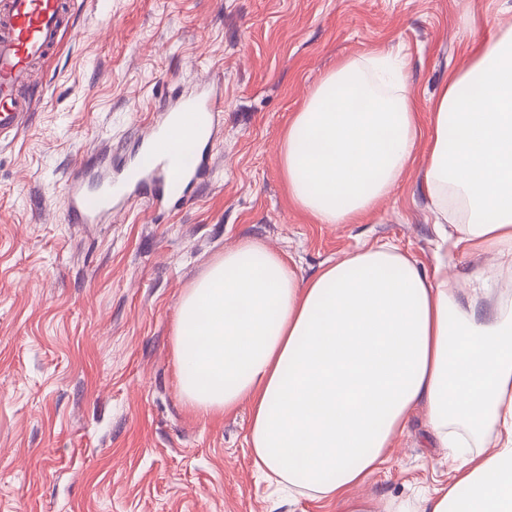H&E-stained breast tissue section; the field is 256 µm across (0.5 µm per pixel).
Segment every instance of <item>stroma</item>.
Masks as SVG:
<instances>
[{
    "label": "stroma",
    "instance_id": "1",
    "mask_svg": "<svg viewBox=\"0 0 512 512\" xmlns=\"http://www.w3.org/2000/svg\"><path fill=\"white\" fill-rule=\"evenodd\" d=\"M60 46L37 68L34 117L0 143V512H336L257 470L251 406L193 410L173 325L186 288L243 240L289 256L300 280L391 241L431 265L428 142L364 224H318L288 197L279 143L337 61L411 62L427 101L469 60L460 32L482 0H70ZM220 85L210 179L185 205L138 195L115 221L71 223L66 186L104 157H133L179 88ZM469 287L495 262L445 244ZM457 459L415 413L365 487L430 495Z\"/></svg>",
    "mask_w": 512,
    "mask_h": 512
}]
</instances>
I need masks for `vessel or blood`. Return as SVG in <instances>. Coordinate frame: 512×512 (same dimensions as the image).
Wrapping results in <instances>:
<instances>
[{"instance_id":"1","label":"vessel or blood","mask_w":512,"mask_h":512,"mask_svg":"<svg viewBox=\"0 0 512 512\" xmlns=\"http://www.w3.org/2000/svg\"><path fill=\"white\" fill-rule=\"evenodd\" d=\"M69 0H0V141L28 126L37 104L25 95L34 69L57 47ZM222 96L206 85L172 100L134 159L104 161L94 176L74 173L67 184L73 223L97 224L138 194L166 208L184 201L188 185L204 181L208 145L216 135Z\"/></svg>"}]
</instances>
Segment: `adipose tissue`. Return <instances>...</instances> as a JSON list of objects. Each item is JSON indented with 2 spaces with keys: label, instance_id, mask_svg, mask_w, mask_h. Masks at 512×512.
Masks as SVG:
<instances>
[{
  "label": "adipose tissue",
  "instance_id": "obj_1",
  "mask_svg": "<svg viewBox=\"0 0 512 512\" xmlns=\"http://www.w3.org/2000/svg\"><path fill=\"white\" fill-rule=\"evenodd\" d=\"M405 66L337 63L280 144L288 194L319 224H359L411 163L423 133ZM425 190L434 229L490 253L479 276L512 273V27L472 50L425 107ZM186 403H252L256 467L336 512H512V294L459 287L389 242L299 281L251 242L225 251L182 296L173 334ZM435 447L464 456L436 495L376 502L361 488L411 415Z\"/></svg>",
  "mask_w": 512,
  "mask_h": 512
}]
</instances>
